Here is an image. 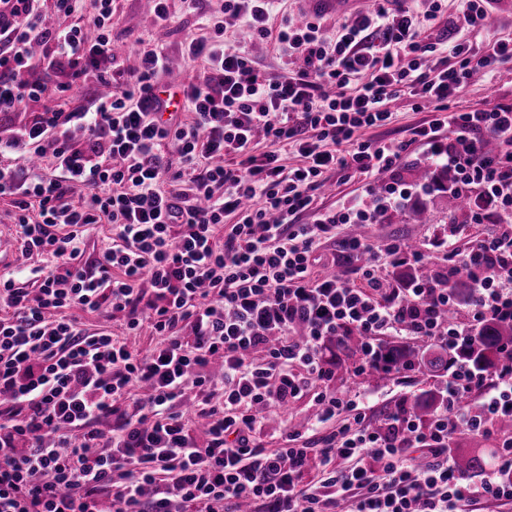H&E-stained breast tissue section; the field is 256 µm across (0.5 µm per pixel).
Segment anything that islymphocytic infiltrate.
<instances>
[{
	"label": "lymphocytic infiltrate",
	"instance_id": "lymphocytic-infiltrate-1",
	"mask_svg": "<svg viewBox=\"0 0 512 512\" xmlns=\"http://www.w3.org/2000/svg\"><path fill=\"white\" fill-rule=\"evenodd\" d=\"M280 0H181L206 34L179 57L140 43L138 64L118 63L112 0H97L85 26L48 23L41 0H0V113L46 91L27 78L43 55L66 94L89 72L110 87L95 111L42 113L23 133L30 158L55 144L57 177L0 165L21 254L54 259L35 270L37 288L0 278V512H453L457 503H512V436L479 479L459 476L448 444L464 432L492 435L512 417V349L492 376L460 364L442 406L427 421L394 410L369 418L361 394L337 393L328 338L360 339L353 373L380 364L392 340L456 349L484 322L512 324V103L454 111L474 75L493 80L512 65V38L491 33L492 0H462L465 31L426 38L441 9L418 14L378 6L327 36L321 17L269 20ZM251 41L275 40L297 69H260L247 44L224 42L226 18ZM488 33L484 52L467 37ZM204 61L184 86L192 122L161 121L156 90L175 63ZM414 98L433 117L411 141L368 142L363 129L387 125L395 98ZM498 150L488 154V140ZM453 175L468 202L467 222L501 221L467 253L463 231L410 249L346 237L340 258L351 276L317 277L323 240L340 227L375 223L416 186L391 182L315 214L325 174L367 179L397 167L411 142ZM173 144L178 163L161 149ZM301 166L284 172L281 151ZM188 190H176L180 181ZM236 223H225L226 215ZM112 227V248L94 269L80 262L87 226ZM460 259L470 287L463 319L443 321L456 292L444 281L392 282L391 264L425 262L433 248ZM78 307L125 317L128 332L148 323L147 353L111 329L90 332L65 316ZM194 389V411L181 406ZM480 393L472 409L465 397ZM317 406L307 431L281 428L266 448L263 420L304 396Z\"/></svg>",
	"mask_w": 512,
	"mask_h": 512
}]
</instances>
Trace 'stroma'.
Instances as JSON below:
<instances>
[{
    "label": "stroma",
    "instance_id": "obj_1",
    "mask_svg": "<svg viewBox=\"0 0 512 512\" xmlns=\"http://www.w3.org/2000/svg\"><path fill=\"white\" fill-rule=\"evenodd\" d=\"M174 17L171 23H160L153 19L146 0H112L110 33L120 54L118 59L124 65L134 62L137 41H145L163 48L170 54H179L185 38L202 36L198 17L181 10L180 0H169ZM100 84L87 79L70 97H58L53 92L44 93L40 99L27 102L23 111L9 114L0 120V138L7 140L22 133L41 113L51 110L66 112L79 109H95L100 97ZM501 103H512V68L503 67L491 83L474 81L452 102V110L490 109ZM394 114L393 123L363 130L362 139L368 141L406 140L413 127L429 120L430 114L414 108L411 99L405 96L394 99L390 104ZM425 207L430 221L414 223L410 209L404 208L383 215L377 223L366 226L365 236L375 245L391 242L420 244L437 238L448 223V204L443 191L428 190L419 200ZM446 378L442 373L421 369L413 377L404 378L390 375L374 379L354 377L352 361L343 358L335 367V383L341 391H352L368 397L373 417H380L388 406L401 403L427 390L442 394Z\"/></svg>",
    "mask_w": 512,
    "mask_h": 512
}]
</instances>
